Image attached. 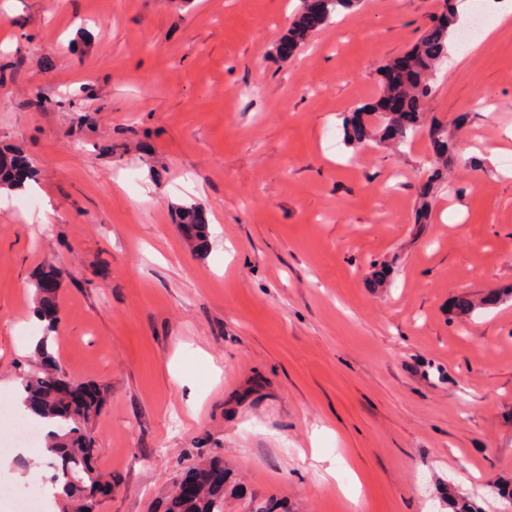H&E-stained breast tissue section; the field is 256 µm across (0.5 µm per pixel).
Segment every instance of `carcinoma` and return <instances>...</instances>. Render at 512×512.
Masks as SVG:
<instances>
[{"mask_svg":"<svg viewBox=\"0 0 512 512\" xmlns=\"http://www.w3.org/2000/svg\"><path fill=\"white\" fill-rule=\"evenodd\" d=\"M356 0H323V7L315 15L309 14L307 0H302V10L294 24L287 42L288 50L297 48L315 29L326 24L339 10L354 6ZM450 23L432 26L412 47L420 54V61L426 76L410 80L404 87H392L393 93L407 96L406 112H382L381 104L356 112L345 121V138L349 147L358 152L367 146L399 147L407 144L420 132L426 123V116L420 111V101L429 93V74L437 66L448 50ZM429 135L433 139L436 155L446 161L454 155L455 141L448 136V129L432 124ZM31 176L28 162L19 154L0 151V189L21 190ZM181 222L190 233V239L201 242L204 239L205 224L201 221L199 209L195 206L181 210ZM39 296L37 315L48 321L47 329L56 327L57 312L50 298V291L42 288V281L36 283ZM499 298L463 297L457 302L461 315L494 305ZM62 378L58 370L44 359L41 367L32 370L22 384L24 403L31 404L30 411L42 418L57 422V432L46 439L49 464L55 471L54 479L62 487L60 494L61 512H97L96 489L104 484L92 463L93 441L86 432V424L96 414L102 402L97 397L93 402L69 413L63 408L60 396L55 393L57 380ZM228 493L226 481L207 483L191 497L174 491L161 498L163 512H224V497ZM448 506L452 512H482L467 495L448 490Z\"/></svg>","mask_w":512,"mask_h":512,"instance_id":"carcinoma-1","label":"carcinoma"}]
</instances>
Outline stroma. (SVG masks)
<instances>
[{"label":"stroma","mask_w":512,"mask_h":512,"mask_svg":"<svg viewBox=\"0 0 512 512\" xmlns=\"http://www.w3.org/2000/svg\"><path fill=\"white\" fill-rule=\"evenodd\" d=\"M477 3L361 0L284 59L301 0H0V149L35 172L0 192V444L54 268L48 351L103 391L98 512H154L213 457L241 488L224 512H449L448 486L512 512L494 494L512 482V299L448 310L512 288V19L464 51ZM448 4L421 103L456 141L447 173L424 132L353 152L344 115ZM339 457L357 502L327 472ZM0 479L60 512L42 447ZM181 222L189 231L192 241L203 242L205 224L202 223L196 206L184 207L181 210ZM43 276L44 274H42V276L36 283V294L37 296H39L40 304V306H38L37 309V315L41 319L48 321L47 332H52L51 329H55L59 317L57 316V312L54 309L53 302L49 297L51 292L46 290L45 288H42Z\"/></svg>","instance_id":"obj_1"}]
</instances>
